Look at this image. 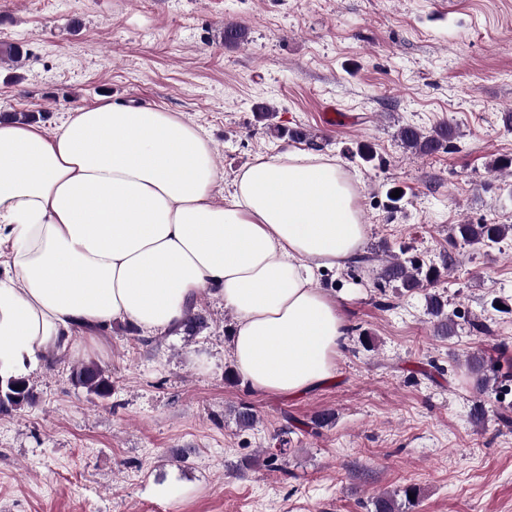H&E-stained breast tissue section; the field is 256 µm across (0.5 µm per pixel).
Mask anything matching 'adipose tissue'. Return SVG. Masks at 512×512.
<instances>
[{"label": "adipose tissue", "mask_w": 512, "mask_h": 512, "mask_svg": "<svg viewBox=\"0 0 512 512\" xmlns=\"http://www.w3.org/2000/svg\"><path fill=\"white\" fill-rule=\"evenodd\" d=\"M220 178L182 113L109 101L52 135L0 119V375H21L122 320L176 329L202 290L237 322L232 360L256 393L297 395L336 376L347 324L315 272L361 254L367 226L342 166L291 150Z\"/></svg>", "instance_id": "1"}]
</instances>
